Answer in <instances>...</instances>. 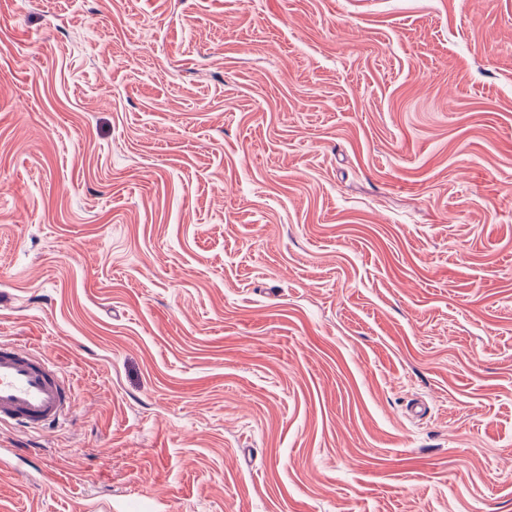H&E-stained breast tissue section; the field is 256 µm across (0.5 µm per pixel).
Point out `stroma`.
<instances>
[{
    "label": "stroma",
    "instance_id": "stroma-1",
    "mask_svg": "<svg viewBox=\"0 0 512 512\" xmlns=\"http://www.w3.org/2000/svg\"><path fill=\"white\" fill-rule=\"evenodd\" d=\"M2 342L0 512H512V0H0ZM73 411L72 386L57 363L20 345L0 344V424L46 428Z\"/></svg>",
    "mask_w": 512,
    "mask_h": 512
}]
</instances>
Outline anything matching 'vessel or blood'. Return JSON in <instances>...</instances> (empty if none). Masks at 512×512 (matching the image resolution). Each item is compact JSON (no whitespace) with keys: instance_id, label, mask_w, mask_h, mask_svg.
<instances>
[{"instance_id":"obj_1","label":"vessel or blood","mask_w":512,"mask_h":512,"mask_svg":"<svg viewBox=\"0 0 512 512\" xmlns=\"http://www.w3.org/2000/svg\"><path fill=\"white\" fill-rule=\"evenodd\" d=\"M73 411L72 386L57 363L20 345L0 344V424L46 428Z\"/></svg>"}]
</instances>
